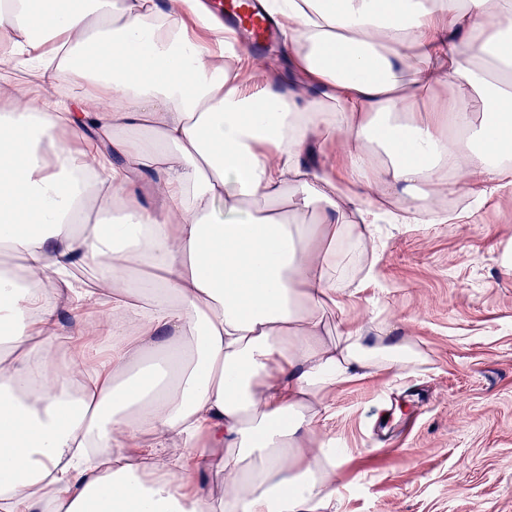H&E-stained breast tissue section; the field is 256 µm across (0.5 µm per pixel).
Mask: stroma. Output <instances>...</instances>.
Here are the masks:
<instances>
[{
    "instance_id": "35a3bbf8",
    "label": "stroma",
    "mask_w": 512,
    "mask_h": 512,
    "mask_svg": "<svg viewBox=\"0 0 512 512\" xmlns=\"http://www.w3.org/2000/svg\"><path fill=\"white\" fill-rule=\"evenodd\" d=\"M453 224H384L376 278L346 307L415 339L416 371L333 393L336 512H512V193Z\"/></svg>"
}]
</instances>
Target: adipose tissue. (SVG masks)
<instances>
[{
    "label": "adipose tissue",
    "mask_w": 512,
    "mask_h": 512,
    "mask_svg": "<svg viewBox=\"0 0 512 512\" xmlns=\"http://www.w3.org/2000/svg\"><path fill=\"white\" fill-rule=\"evenodd\" d=\"M263 2L282 88L205 0H0V512H336L331 394L421 363L329 327L357 249L512 189V0Z\"/></svg>",
    "instance_id": "obj_1"
}]
</instances>
